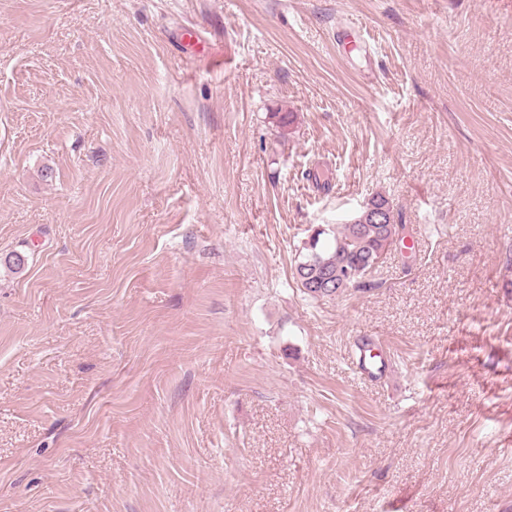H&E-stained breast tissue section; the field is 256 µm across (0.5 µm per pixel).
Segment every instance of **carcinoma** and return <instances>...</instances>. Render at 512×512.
<instances>
[{"instance_id": "obj_1", "label": "carcinoma", "mask_w": 512, "mask_h": 512, "mask_svg": "<svg viewBox=\"0 0 512 512\" xmlns=\"http://www.w3.org/2000/svg\"><path fill=\"white\" fill-rule=\"evenodd\" d=\"M404 228L400 217L390 224H364L359 215L326 228L311 246L299 250L293 270L298 288L318 301L360 287L365 270L397 244Z\"/></svg>"}]
</instances>
